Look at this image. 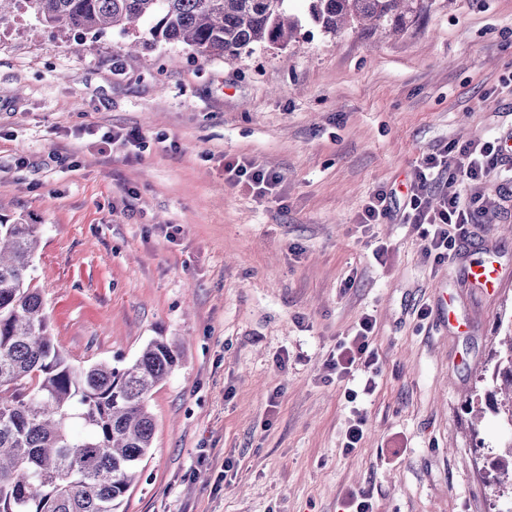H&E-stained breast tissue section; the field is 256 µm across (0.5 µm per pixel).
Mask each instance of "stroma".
Returning <instances> with one entry per match:
<instances>
[{
  "label": "stroma",
  "mask_w": 512,
  "mask_h": 512,
  "mask_svg": "<svg viewBox=\"0 0 512 512\" xmlns=\"http://www.w3.org/2000/svg\"><path fill=\"white\" fill-rule=\"evenodd\" d=\"M138 37L130 56L115 31L0 25V196L41 228L54 340L85 366L180 346L120 512H348L357 492L375 512H497L512 432L472 403L512 330V174L433 185L493 203L445 263L421 227L359 215L382 187L402 209L422 155L512 135V0H422L395 36L306 21L234 59ZM131 127L149 142L137 157L94 135ZM234 158L280 172L276 192L225 182ZM486 258L494 294L466 275ZM366 313L376 388L348 454L332 364ZM503 448L502 453L493 463L497 473L495 483L499 485V488L501 486L507 488L506 485L510 483L512 490V438Z\"/></svg>",
  "instance_id": "stroma-1"
}]
</instances>
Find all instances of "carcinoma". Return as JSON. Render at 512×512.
I'll list each match as a JSON object with an SVG mask.
<instances>
[{
    "instance_id": "1",
    "label": "carcinoma",
    "mask_w": 512,
    "mask_h": 512,
    "mask_svg": "<svg viewBox=\"0 0 512 512\" xmlns=\"http://www.w3.org/2000/svg\"><path fill=\"white\" fill-rule=\"evenodd\" d=\"M287 0H0L13 10L75 33L149 23L154 43L184 44L209 61L266 43L287 42L300 19ZM313 24L329 35L367 22L404 29L420 0H306ZM40 228L0 218V512H119L153 444L150 397L180 362L176 343L149 341L123 366H76L50 334L46 303L33 285ZM493 411L512 427V331L501 340ZM495 483L512 484V440L493 463Z\"/></svg>"
}]
</instances>
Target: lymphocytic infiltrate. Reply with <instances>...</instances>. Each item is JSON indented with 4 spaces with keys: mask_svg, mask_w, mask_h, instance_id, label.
Wrapping results in <instances>:
<instances>
[{
    "mask_svg": "<svg viewBox=\"0 0 512 512\" xmlns=\"http://www.w3.org/2000/svg\"><path fill=\"white\" fill-rule=\"evenodd\" d=\"M504 159L502 143L496 139L463 146L453 144L440 154L421 157L416 176L405 195L402 220L407 224L424 225L426 250L435 262L444 263L452 258L457 233L475 223L487 207L480 198L465 199L457 194L443 196L437 205H430L428 195L433 183L445 175L454 181L473 184L501 165ZM224 179L232 184H247L260 196L273 193L281 181L276 172L234 159L225 161ZM375 327L372 315H365L352 339L339 344L333 364L337 377H350L353 367L359 364L367 369L376 365L377 353L373 347Z\"/></svg>",
    "mask_w": 512,
    "mask_h": 512,
    "instance_id": "lymphocytic-infiltrate-1",
    "label": "lymphocytic infiltrate"
}]
</instances>
